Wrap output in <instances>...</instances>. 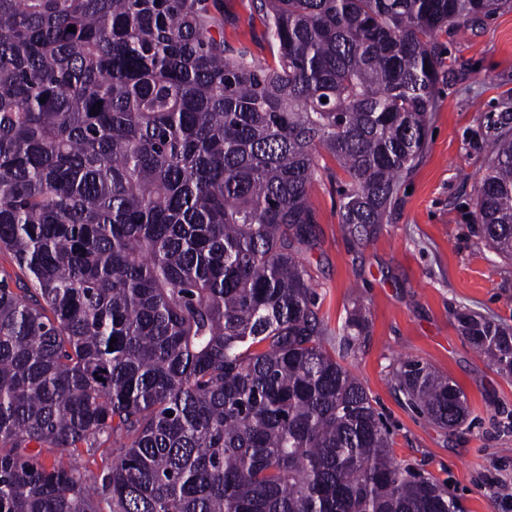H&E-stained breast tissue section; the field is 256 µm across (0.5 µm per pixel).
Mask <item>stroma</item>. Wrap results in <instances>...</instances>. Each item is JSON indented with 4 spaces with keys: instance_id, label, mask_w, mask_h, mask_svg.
I'll return each mask as SVG.
<instances>
[{
    "instance_id": "1",
    "label": "stroma",
    "mask_w": 512,
    "mask_h": 512,
    "mask_svg": "<svg viewBox=\"0 0 512 512\" xmlns=\"http://www.w3.org/2000/svg\"><path fill=\"white\" fill-rule=\"evenodd\" d=\"M224 39L271 56L250 0H224ZM435 41L443 78L431 136L385 224L369 240L350 238L338 217L343 173L321 153L304 262L326 348L353 306L368 317L345 363L384 416L395 459L447 485L461 512H512V377L480 356L458 320L466 313L512 328V260L488 243L475 207L494 138L512 129V9ZM401 358L431 365L464 392L462 426L440 429L408 405L391 375Z\"/></svg>"
}]
</instances>
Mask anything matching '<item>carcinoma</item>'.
<instances>
[{
    "label": "carcinoma",
    "mask_w": 512,
    "mask_h": 512,
    "mask_svg": "<svg viewBox=\"0 0 512 512\" xmlns=\"http://www.w3.org/2000/svg\"><path fill=\"white\" fill-rule=\"evenodd\" d=\"M251 5L272 64L224 41V0H0V251L26 274L0 278V512H457L343 363L361 309L324 347L302 252L319 149L371 238L426 146L434 33L512 0ZM476 209L512 259L511 130ZM462 323L511 377L512 332ZM393 377L468 416L432 367Z\"/></svg>",
    "instance_id": "1"
}]
</instances>
